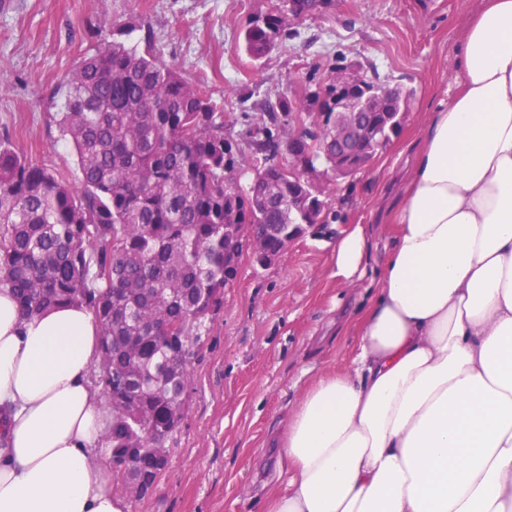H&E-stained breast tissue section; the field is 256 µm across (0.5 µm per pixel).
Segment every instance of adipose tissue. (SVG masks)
<instances>
[{"mask_svg": "<svg viewBox=\"0 0 512 512\" xmlns=\"http://www.w3.org/2000/svg\"><path fill=\"white\" fill-rule=\"evenodd\" d=\"M460 69L386 211L353 367L298 400L266 512H512V0L466 16ZM369 252L363 226L337 239L336 279L358 283ZM99 334L0 289V512H124L96 459Z\"/></svg>", "mask_w": 512, "mask_h": 512, "instance_id": "1", "label": "adipose tissue"}]
</instances>
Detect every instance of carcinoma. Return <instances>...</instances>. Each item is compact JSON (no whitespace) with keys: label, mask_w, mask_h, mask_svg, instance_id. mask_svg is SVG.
Segmentation results:
<instances>
[{"label":"carcinoma","mask_w":512,"mask_h":512,"mask_svg":"<svg viewBox=\"0 0 512 512\" xmlns=\"http://www.w3.org/2000/svg\"><path fill=\"white\" fill-rule=\"evenodd\" d=\"M126 34L120 25L105 28L94 54L54 91L55 122L75 153L78 180L33 163L0 133V289L27 317L49 307L95 317L100 359L91 376L112 406V470L123 477L131 469L151 487L164 471L158 449L185 415L191 356L237 274L238 226L256 225L263 250L275 256L288 232L328 221V188L288 183V128L304 112L326 114L302 131V150L311 168L336 167V149L326 150L336 96L317 81L265 115L245 117L234 136L206 86L127 45ZM293 36L288 0L244 29L256 59ZM387 88L373 72L343 109ZM392 92L387 107L363 113L372 130L351 168L369 165L400 133L414 89ZM245 154L251 174L243 185Z\"/></svg>","instance_id":"1"}]
</instances>
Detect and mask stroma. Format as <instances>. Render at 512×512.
Instances as JSON below:
<instances>
[{"mask_svg": "<svg viewBox=\"0 0 512 512\" xmlns=\"http://www.w3.org/2000/svg\"><path fill=\"white\" fill-rule=\"evenodd\" d=\"M268 0H0V131L33 163L67 178L75 158L60 141L50 97L82 57L95 52L104 24L150 47L224 103L231 131L256 104L327 77L337 52L389 84L416 90L397 138L366 170L332 192L337 219L295 240L277 262L257 267L243 254L224 308L191 360L192 385L169 465L154 491L137 499L122 479L112 490L126 512H265L286 476L277 468L282 418L325 370L351 367L355 340L342 318L375 288L388 230L376 204L394 200L407 176L409 144L459 73L462 23L479 0H333L298 25L296 38L262 59L247 52L242 27ZM374 233L368 274L356 287L332 275L333 245L356 225Z\"/></svg>", "mask_w": 512, "mask_h": 512, "instance_id": "35a3bbf8", "label": "stroma"}]
</instances>
